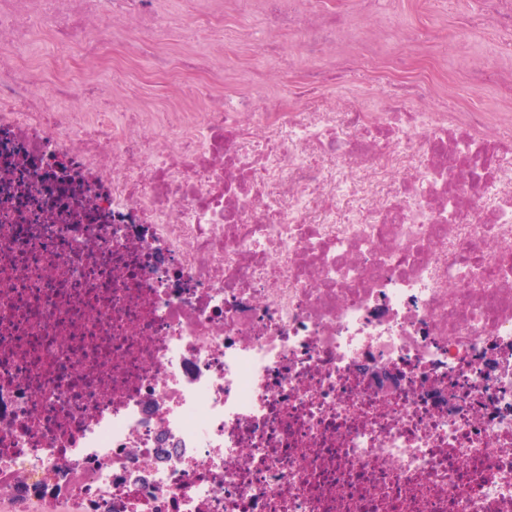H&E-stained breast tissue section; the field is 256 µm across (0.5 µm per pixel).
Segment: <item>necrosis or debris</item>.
<instances>
[{
  "label": "necrosis or debris",
  "instance_id": "obj_1",
  "mask_svg": "<svg viewBox=\"0 0 512 512\" xmlns=\"http://www.w3.org/2000/svg\"><path fill=\"white\" fill-rule=\"evenodd\" d=\"M0 0V512H512V68L497 112L224 96L263 11L315 56L343 6ZM86 45L99 73H62Z\"/></svg>",
  "mask_w": 512,
  "mask_h": 512
}]
</instances>
